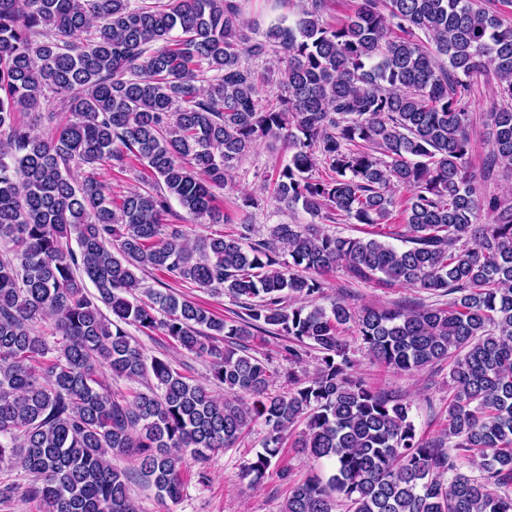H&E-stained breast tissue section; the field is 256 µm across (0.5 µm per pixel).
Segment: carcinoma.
<instances>
[{"label":"carcinoma","instance_id":"carcinoma-1","mask_svg":"<svg viewBox=\"0 0 512 512\" xmlns=\"http://www.w3.org/2000/svg\"><path fill=\"white\" fill-rule=\"evenodd\" d=\"M328 2L305 0L260 40L240 0H0V471L28 472L24 495L45 512H138L129 473L112 464L126 454L143 485L177 499L186 457L232 448L257 422L263 451L243 476L264 477L285 446L332 463L328 479L291 487L284 512H512V203L484 195L470 170L469 112L475 85L491 86L487 165L512 170V19L479 0H352L331 24ZM271 52L281 93L264 99L250 59ZM50 91L67 95L69 118L40 137L18 114ZM265 140L290 154L269 179L273 199L391 227L403 246L318 224H275L252 241L242 224L189 243L169 223L171 200L193 223H233L215 190ZM132 157L150 189L117 196L70 172ZM340 266L451 300L327 308ZM146 267L243 297L246 317L161 291L138 301ZM45 323L61 337L53 349ZM348 324L388 369L449 363L439 436L419 435L404 398L352 374ZM129 326L208 358V381L233 398L147 358ZM266 333L295 361L296 344L322 351L307 385L268 392L250 353ZM109 375L143 388L115 399ZM463 457L481 475L458 472Z\"/></svg>","mask_w":512,"mask_h":512}]
</instances>
